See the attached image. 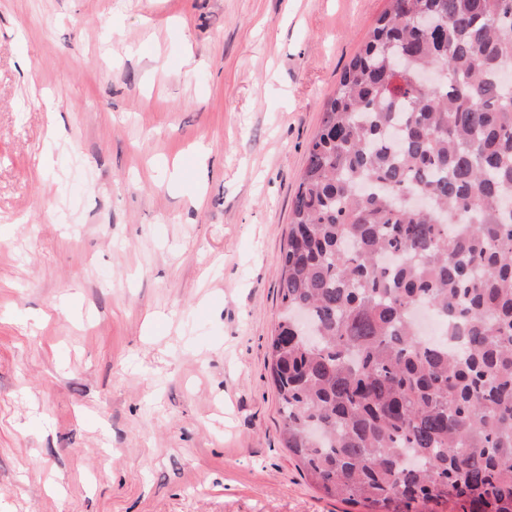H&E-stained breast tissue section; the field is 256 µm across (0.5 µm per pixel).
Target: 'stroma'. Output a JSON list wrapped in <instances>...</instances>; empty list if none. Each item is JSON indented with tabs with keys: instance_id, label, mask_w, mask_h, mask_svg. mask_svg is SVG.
<instances>
[{
	"instance_id": "stroma-1",
	"label": "stroma",
	"mask_w": 512,
	"mask_h": 512,
	"mask_svg": "<svg viewBox=\"0 0 512 512\" xmlns=\"http://www.w3.org/2000/svg\"><path fill=\"white\" fill-rule=\"evenodd\" d=\"M387 6L0 0V512H365L284 448L268 362L309 143Z\"/></svg>"
}]
</instances>
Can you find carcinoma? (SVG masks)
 I'll return each instance as SVG.
<instances>
[{
  "instance_id": "obj_1",
  "label": "carcinoma",
  "mask_w": 512,
  "mask_h": 512,
  "mask_svg": "<svg viewBox=\"0 0 512 512\" xmlns=\"http://www.w3.org/2000/svg\"><path fill=\"white\" fill-rule=\"evenodd\" d=\"M510 203L512 0H389L310 141L269 346L324 494L512 512Z\"/></svg>"
}]
</instances>
